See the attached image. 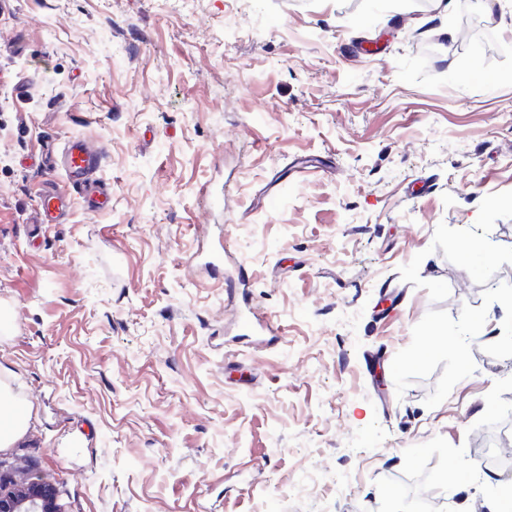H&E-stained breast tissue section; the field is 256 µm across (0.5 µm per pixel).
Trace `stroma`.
Wrapping results in <instances>:
<instances>
[{"label": "stroma", "instance_id": "obj_1", "mask_svg": "<svg viewBox=\"0 0 512 512\" xmlns=\"http://www.w3.org/2000/svg\"><path fill=\"white\" fill-rule=\"evenodd\" d=\"M0 0V475L60 512H491L512 0ZM102 149L109 200L43 170ZM224 241L246 297L192 262ZM480 250L466 263L464 246ZM275 341L244 338L245 301ZM44 191L40 200L42 213L45 216L51 214L53 209L59 208L63 199L59 196L55 186V172L48 171L44 173ZM7 377L0 378V447L8 448L27 431L30 420V412L24 408L21 412L13 405V396L10 393ZM6 400V404H4Z\"/></svg>", "mask_w": 512, "mask_h": 512}]
</instances>
